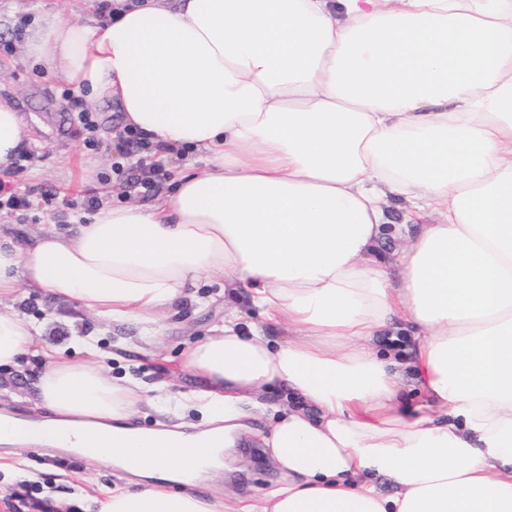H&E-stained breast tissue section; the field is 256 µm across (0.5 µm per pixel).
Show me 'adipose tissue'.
<instances>
[{
	"mask_svg": "<svg viewBox=\"0 0 512 512\" xmlns=\"http://www.w3.org/2000/svg\"><path fill=\"white\" fill-rule=\"evenodd\" d=\"M25 49L204 168L0 238V299L63 298L150 344L217 275L224 324L182 355L195 431L132 426L145 384L40 347L46 433L13 419L0 468L77 449L126 475L97 512H512V0H116L105 22L46 9ZM24 138L0 100V165ZM242 291L265 320L247 333ZM36 345L0 312V366ZM276 386L290 406L261 440L282 480L237 507L196 493Z\"/></svg>",
	"mask_w": 512,
	"mask_h": 512,
	"instance_id": "1",
	"label": "adipose tissue"
}]
</instances>
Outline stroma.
<instances>
[{
	"label": "stroma",
	"instance_id": "1",
	"mask_svg": "<svg viewBox=\"0 0 512 512\" xmlns=\"http://www.w3.org/2000/svg\"><path fill=\"white\" fill-rule=\"evenodd\" d=\"M81 19L93 13L92 0H0V97L10 100L22 116L27 138V155L22 170H5L0 165V181L10 188L32 192L33 207L14 214L0 213V236L23 242L53 229L68 232L76 216L84 214L83 200L88 190H96L107 204H139L137 190L124 184L103 181L119 156L110 147L112 128L123 124L117 104L90 105L99 129L101 149L91 150L77 131V108L68 106L64 94L67 83L48 78L40 64L28 59L17 35L21 17L36 19L46 8ZM212 279H202L196 290L197 304L179 312H164L159 321V342L152 355L136 347L138 329L134 325L104 324L88 310L71 302L40 293L19 295L17 300L0 302V310L15 312L40 329L41 343L57 348L63 356H76L72 336L95 332L105 362L113 377L132 378L159 384L162 394L178 395L201 388L199 378L182 371L180 355L187 346L212 335L224 322V301L217 298ZM41 370V358L26 354L18 365L0 367V412L40 417L44 411L30 390ZM243 461L232 472L231 482L218 483L214 492L228 505L237 496L260 498L280 480L279 468L256 444L243 443ZM27 479L0 471V512H34L33 502L50 504L53 512H96L92 495L116 483L117 477L103 465L74 456L62 460L58 450L33 447L22 454Z\"/></svg>",
	"mask_w": 512,
	"mask_h": 512
}]
</instances>
